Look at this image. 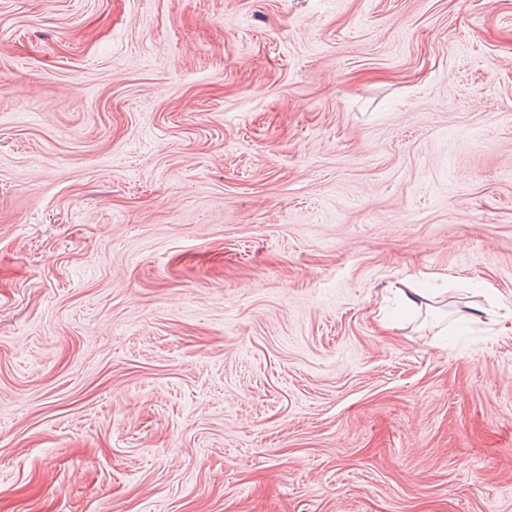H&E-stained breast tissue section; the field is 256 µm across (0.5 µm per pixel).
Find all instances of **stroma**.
Returning a JSON list of instances; mask_svg holds the SVG:
<instances>
[{"instance_id":"stroma-1","label":"stroma","mask_w":512,"mask_h":512,"mask_svg":"<svg viewBox=\"0 0 512 512\" xmlns=\"http://www.w3.org/2000/svg\"><path fill=\"white\" fill-rule=\"evenodd\" d=\"M0 512H512V0H0ZM396 292L399 294L407 309L419 310L424 306V303L429 306L427 300H430V298L423 294L418 288H414L411 277L402 281V286L396 288Z\"/></svg>"}]
</instances>
